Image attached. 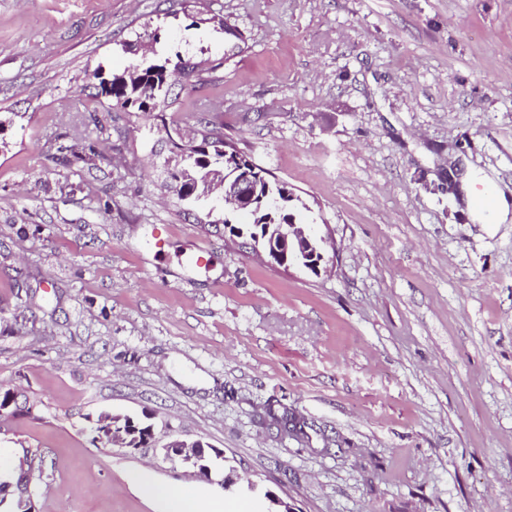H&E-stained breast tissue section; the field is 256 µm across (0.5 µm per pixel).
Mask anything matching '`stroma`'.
<instances>
[{"label":"stroma","instance_id":"1","mask_svg":"<svg viewBox=\"0 0 512 512\" xmlns=\"http://www.w3.org/2000/svg\"><path fill=\"white\" fill-rule=\"evenodd\" d=\"M129 43L221 66L159 121L89 76ZM206 98L306 203L320 273L162 188V123ZM452 166L512 192V0H0V448L43 453L38 512H162L143 469L192 484L93 441L146 411L298 512H512V223ZM492 192L493 189L484 188L481 192L477 193L473 199L474 207H485ZM510 212L511 208L508 198L503 193L496 192L486 207V213L477 212V214L481 224H504L508 221Z\"/></svg>","mask_w":512,"mask_h":512}]
</instances>
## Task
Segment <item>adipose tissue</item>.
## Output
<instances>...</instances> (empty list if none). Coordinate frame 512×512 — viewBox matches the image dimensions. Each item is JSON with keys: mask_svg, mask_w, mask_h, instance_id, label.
<instances>
[{"mask_svg": "<svg viewBox=\"0 0 512 512\" xmlns=\"http://www.w3.org/2000/svg\"><path fill=\"white\" fill-rule=\"evenodd\" d=\"M128 480L144 497L161 502L164 512H253L245 503L229 506L213 501L201 488L156 484L144 471L131 473Z\"/></svg>", "mask_w": 512, "mask_h": 512, "instance_id": "adipose-tissue-1", "label": "adipose tissue"}]
</instances>
